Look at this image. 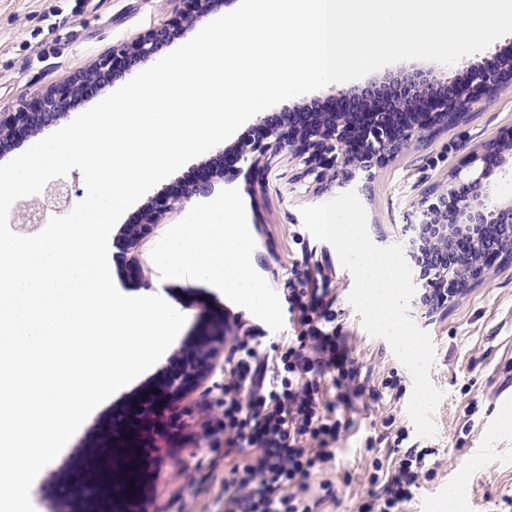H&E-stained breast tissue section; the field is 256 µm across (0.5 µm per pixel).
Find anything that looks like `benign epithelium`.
<instances>
[{
	"mask_svg": "<svg viewBox=\"0 0 512 512\" xmlns=\"http://www.w3.org/2000/svg\"><path fill=\"white\" fill-rule=\"evenodd\" d=\"M170 32V26L161 24L131 42L112 50V56L103 59L92 69L94 75L104 74L122 59L133 57L142 62L153 60L157 45ZM512 76V53L502 54L493 67L477 66L469 71L464 84L439 81L432 66L415 67L400 72L393 80L406 86L409 94L394 102L369 129L362 143L363 156L351 155L345 129L348 113H336V125L327 129L310 125L299 133L285 134L281 129L269 127L265 137L246 146L238 156V163L249 169L258 167L268 153L286 147L298 146L308 153L310 165L306 176L316 184H322L325 170L334 168L336 175L350 181L356 171H371L385 158L416 145L435 126L462 119L483 99L499 88L504 77ZM89 80L81 72L55 90L41 93L34 101L18 105L15 112H0V147L9 142L17 129L24 127L38 133L53 125L63 114L78 90ZM386 82L373 83L363 89L351 87L336 90L338 98H361L365 108L373 106L372 96ZM427 93L432 99L437 119L430 126L411 124L400 137L390 132L391 115L410 112L413 97ZM512 144V136L495 142L484 143L473 150L465 173H457L448 183L434 186L422 199L418 223L428 228L425 246L434 252L455 249L463 239L469 248L459 262L448 268H438L435 274H450L465 281L481 278L486 264L485 249L490 247L498 254L512 253V203H490V186L485 183L488 170L497 164L504 147ZM210 185L189 187L182 193L163 202L158 211L181 208L192 197L209 192ZM52 200L54 211L61 214L73 207L72 196L66 184L50 181L45 187ZM156 211V212H158ZM156 212L147 214L146 222L136 224L125 231L121 238L124 250L134 251L140 242L151 234L156 222ZM490 224L497 226V236L489 241L480 237L482 229ZM229 324H223L214 332L197 337L193 346L179 351L170 360V367L163 370L156 383L144 391L126 409L117 413L112 422L103 427L95 450L91 474L99 484V493L92 512H141L140 484L142 475L150 467L163 461L160 448L153 447L156 455L143 458L137 451L136 435L144 434L151 439L164 438L180 431L183 411L176 403L200 390L209 393V381L219 365L224 352V340Z\"/></svg>",
	"mask_w": 512,
	"mask_h": 512,
	"instance_id": "1",
	"label": "benign epithelium"
}]
</instances>
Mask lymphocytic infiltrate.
I'll use <instances>...</instances> for the list:
<instances>
[{
    "label": "lymphocytic infiltrate",
    "mask_w": 512,
    "mask_h": 512,
    "mask_svg": "<svg viewBox=\"0 0 512 512\" xmlns=\"http://www.w3.org/2000/svg\"><path fill=\"white\" fill-rule=\"evenodd\" d=\"M302 261V276L312 288L288 289L298 334L285 337L273 355L264 357L252 337L238 338L225 360L223 410L210 423L211 445L251 449L255 455L232 467L224 512H317L323 500L336 494L325 481L322 497L311 496L309 480L335 461L336 444L348 426L345 411L359 400L376 401L398 388L386 379L377 389L363 377L347 338L333 324V300L320 285L325 278L320 263L307 254ZM326 377L336 391L332 401L324 400L320 388ZM406 439L404 431H396L393 444L406 451L391 469L370 474L358 512H398L429 477L426 450L406 446Z\"/></svg>",
    "instance_id": "f902f5d3"
}]
</instances>
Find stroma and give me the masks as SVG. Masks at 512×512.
<instances>
[{
  "label": "stroma",
  "instance_id": "35a3bbf8",
  "mask_svg": "<svg viewBox=\"0 0 512 512\" xmlns=\"http://www.w3.org/2000/svg\"><path fill=\"white\" fill-rule=\"evenodd\" d=\"M182 9V0H0V112L15 111L20 103L55 88L74 73L92 69L113 48L179 19ZM510 131L512 79L475 106L462 123L440 129L375 167L371 179L360 176L348 183L329 175L320 186L303 177L308 158L293 147L279 152L270 164L249 171L219 166L225 153L241 146L234 134L151 188L113 227L108 262L116 287L128 296L160 295L185 316L172 343L176 349L222 319L257 331L263 337L260 353L272 354L274 346L294 332L284 285L300 271L302 251L315 252L336 297L335 325L348 337L371 384L394 375L402 387L398 401L360 403L351 412L353 424L343 432L336 463L326 473L338 499L325 502L319 512H356L368 490L373 459H396V450L384 444L377 453L367 450L368 440L383 433L382 420L390 414L409 431L410 442L427 449L426 462L436 471L400 512H429L431 504H443L451 496L456 499V512H512V428L500 424L501 412L512 410V257L494 261L482 279L434 314L412 302L410 317L436 345L430 378L444 393L435 415L438 433L421 439L414 435L406 414L410 373L384 340L365 332L360 315L348 302L351 274L341 266L332 245L305 229L300 213L302 207L325 203L352 189L367 210L372 241L380 246L404 243V230L423 193L447 182L476 145ZM192 169L208 173L211 193L160 217L137 253L140 276H129V257L119 248L121 235L133 217H146L159 199L173 195ZM224 199L237 207L239 231L249 243L252 276L273 308L270 316L251 314L224 289L172 270L165 259L169 239ZM169 360V355H162L158 367L148 369L90 413L83 429L66 443L56 466L37 481L32 497L39 503L38 512H55L59 507L70 512L72 504L61 492L60 476L72 470L74 460L115 413L157 380L159 366ZM219 411L214 403L204 410L191 408L182 418V430L166 439L173 457L148 477L145 512H224L229 468L247 462L251 453L235 450L226 456L209 447L201 424Z\"/></svg>",
  "mask_w": 512,
  "mask_h": 512
}]
</instances>
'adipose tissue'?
I'll return each instance as SVG.
<instances>
[{
	"label": "adipose tissue",
	"mask_w": 512,
	"mask_h": 512,
	"mask_svg": "<svg viewBox=\"0 0 512 512\" xmlns=\"http://www.w3.org/2000/svg\"><path fill=\"white\" fill-rule=\"evenodd\" d=\"M237 209L226 200L199 220L183 228L168 248L166 259L175 269L192 268L238 300L245 309L260 314L267 300L251 274L246 256L249 243L236 232Z\"/></svg>",
	"instance_id": "obj_1"
}]
</instances>
